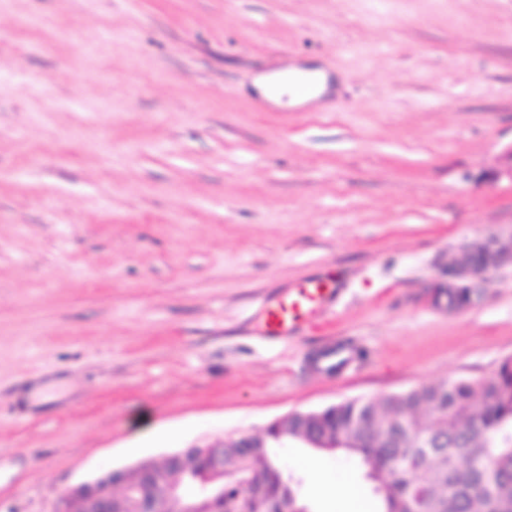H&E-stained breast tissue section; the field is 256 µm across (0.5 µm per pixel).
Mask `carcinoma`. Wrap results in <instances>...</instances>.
<instances>
[{
  "label": "carcinoma",
  "instance_id": "carcinoma-1",
  "mask_svg": "<svg viewBox=\"0 0 512 512\" xmlns=\"http://www.w3.org/2000/svg\"><path fill=\"white\" fill-rule=\"evenodd\" d=\"M311 432L357 456L380 512H512V357L486 380L455 378L392 393L375 403L345 400L305 421L270 430ZM248 512L306 509L300 480L267 447L251 450Z\"/></svg>",
  "mask_w": 512,
  "mask_h": 512
}]
</instances>
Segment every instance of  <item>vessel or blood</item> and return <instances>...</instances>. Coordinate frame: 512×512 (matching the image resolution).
I'll use <instances>...</instances> for the list:
<instances>
[{
    "instance_id": "1",
    "label": "vessel or blood",
    "mask_w": 512,
    "mask_h": 512,
    "mask_svg": "<svg viewBox=\"0 0 512 512\" xmlns=\"http://www.w3.org/2000/svg\"><path fill=\"white\" fill-rule=\"evenodd\" d=\"M335 291L321 280H307L265 301L255 320L259 335H293L301 325L325 310Z\"/></svg>"
}]
</instances>
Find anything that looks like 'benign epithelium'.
I'll list each match as a JSON object with an SVG mask.
<instances>
[{
	"label": "benign epithelium",
	"instance_id": "7a95c632",
	"mask_svg": "<svg viewBox=\"0 0 512 512\" xmlns=\"http://www.w3.org/2000/svg\"><path fill=\"white\" fill-rule=\"evenodd\" d=\"M493 176L512 181V145L501 151ZM508 268L512 269V229L465 241L448 255L443 276L430 286L428 295L436 309L456 311L450 296L463 288H477L487 274ZM269 430L267 426L257 434L194 444L166 455L161 465L145 459L129 469L108 471L61 493L49 512H164L166 501L178 503V512H222L208 505L224 499L227 483L238 489L250 487L243 462L250 449L262 447ZM193 457L209 461L206 498L188 497L183 491Z\"/></svg>",
	"mask_w": 512,
	"mask_h": 512
}]
</instances>
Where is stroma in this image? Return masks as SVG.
Returning a JSON list of instances; mask_svg holds the SVG:
<instances>
[{"instance_id": "obj_1", "label": "stroma", "mask_w": 512, "mask_h": 512, "mask_svg": "<svg viewBox=\"0 0 512 512\" xmlns=\"http://www.w3.org/2000/svg\"><path fill=\"white\" fill-rule=\"evenodd\" d=\"M317 67L329 90L261 104ZM512 0H0V512L295 411L512 357V269L459 313L428 287L512 225ZM319 278L333 306L254 335ZM341 373L315 359L333 344ZM277 449L312 512L359 462ZM295 75L310 78L314 82L313 92L307 95L297 94L291 87L290 88L283 84L286 76ZM254 88L263 97L278 103L279 96L289 91L292 96V103H305L312 99H316L319 95L324 93L328 89V77L319 69H307V70H289L285 72L277 73L273 76H261L254 82ZM277 88V91H275ZM336 292L325 281L307 280L265 301L255 320L261 336H291L301 325L325 310Z\"/></svg>"}]
</instances>
